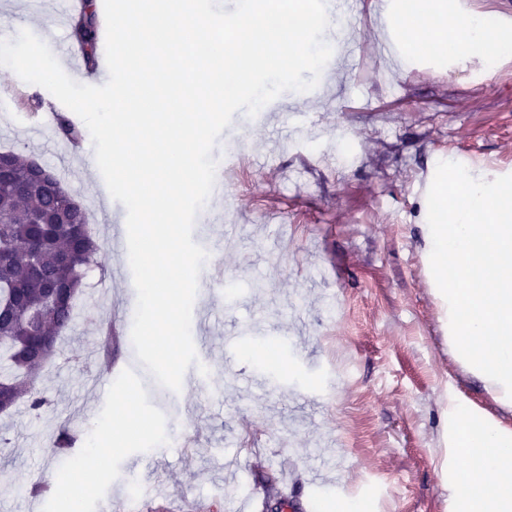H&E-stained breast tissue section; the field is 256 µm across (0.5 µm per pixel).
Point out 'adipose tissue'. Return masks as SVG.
I'll list each match as a JSON object with an SVG mask.
<instances>
[{
	"label": "adipose tissue",
	"instance_id": "adipose-tissue-1",
	"mask_svg": "<svg viewBox=\"0 0 512 512\" xmlns=\"http://www.w3.org/2000/svg\"><path fill=\"white\" fill-rule=\"evenodd\" d=\"M396 24L403 36L402 47L408 53H422L427 45L447 44L457 53L479 51L495 59L512 52V39L502 31L481 26L478 16L449 9L447 0H420L415 13H400ZM481 421L476 411L459 407L448 415V439L464 447L480 445L485 451L484 473L495 476V491L490 495L475 492L484 473H475L466 464L453 466L448 474L450 512H512V429L484 422L486 430L480 442L466 438L465 430Z\"/></svg>",
	"mask_w": 512,
	"mask_h": 512
}]
</instances>
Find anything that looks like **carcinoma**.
<instances>
[{
	"label": "carcinoma",
	"mask_w": 512,
	"mask_h": 512,
	"mask_svg": "<svg viewBox=\"0 0 512 512\" xmlns=\"http://www.w3.org/2000/svg\"><path fill=\"white\" fill-rule=\"evenodd\" d=\"M98 25L90 3L71 23L89 62L97 54ZM55 133L80 137L64 115L56 117ZM0 161V393L38 415L48 399L33 372L55 356L71 328L99 245L86 207L60 177L36 179L33 160L16 150H0Z\"/></svg>",
	"instance_id": "cac0c4a2"
}]
</instances>
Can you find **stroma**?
I'll return each instance as SVG.
<instances>
[{
	"mask_svg": "<svg viewBox=\"0 0 512 512\" xmlns=\"http://www.w3.org/2000/svg\"><path fill=\"white\" fill-rule=\"evenodd\" d=\"M23 19L43 42L69 41L58 0H0V25ZM372 13H365L356 57L321 74L307 93L279 97L324 131L312 140L290 125L245 122L248 148L224 172L233 196L208 198L193 240L210 272L239 279L232 311L199 325L207 337L209 386L172 392L137 362L131 341L137 294L129 261L111 255L108 237L125 218L122 203H98L95 163L68 151L50 114L67 108L48 90L0 66V147L53 168L88 208L101 245L72 327L59 353L37 372L49 398L40 416L26 402L0 415V512H53L81 501L100 512L123 502L137 476L142 512L165 495L172 512H336L337 502H368L370 512H448V400L512 426L484 383L448 346V312L428 275L427 191L439 152L483 179L512 174V54L409 57L384 71ZM249 319L259 340L225 352L224 340ZM276 348L282 368L257 362L255 344ZM265 376L253 388L247 377ZM129 393L141 432L121 438L115 392ZM91 432L104 470L86 474L82 443L50 440L60 425ZM177 431L192 447H157ZM344 455L340 477L314 480L322 461ZM39 480L41 497L14 494Z\"/></svg>",
	"mask_w": 512,
	"mask_h": 512,
	"instance_id": "35a3bbf8",
	"label": "stroma"
}]
</instances>
